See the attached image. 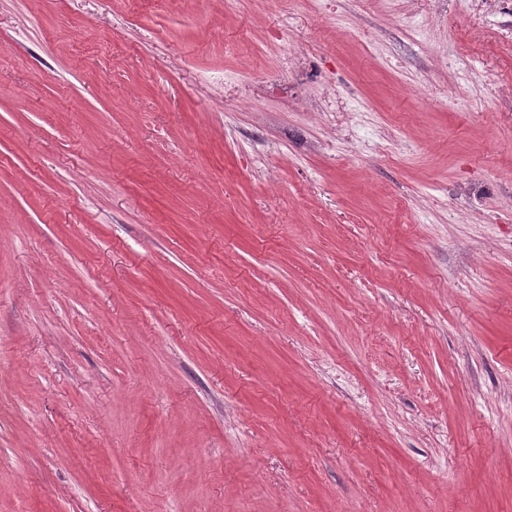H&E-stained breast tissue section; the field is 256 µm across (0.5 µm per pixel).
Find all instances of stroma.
<instances>
[{
  "label": "stroma",
  "mask_w": 512,
  "mask_h": 512,
  "mask_svg": "<svg viewBox=\"0 0 512 512\" xmlns=\"http://www.w3.org/2000/svg\"><path fill=\"white\" fill-rule=\"evenodd\" d=\"M496 29L0 0V512H512Z\"/></svg>",
  "instance_id": "35a3bbf8"
}]
</instances>
